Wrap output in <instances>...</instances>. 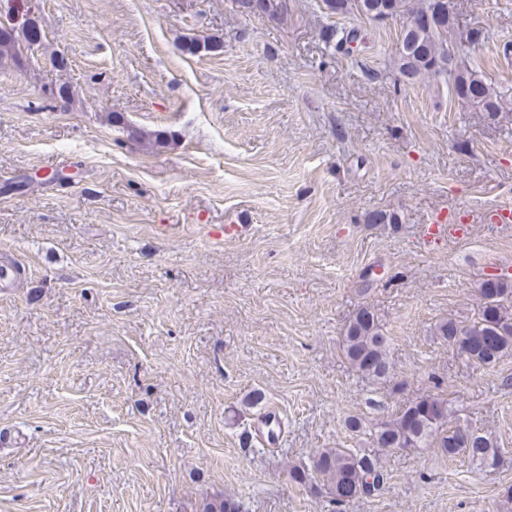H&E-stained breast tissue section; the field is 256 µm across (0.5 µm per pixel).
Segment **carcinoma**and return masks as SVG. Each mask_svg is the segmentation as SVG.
I'll list each match as a JSON object with an SVG mask.
<instances>
[{
	"label": "carcinoma",
	"mask_w": 512,
	"mask_h": 512,
	"mask_svg": "<svg viewBox=\"0 0 512 512\" xmlns=\"http://www.w3.org/2000/svg\"><path fill=\"white\" fill-rule=\"evenodd\" d=\"M240 12L267 13L277 19L283 12L275 0H236ZM363 19L384 24L397 18L411 21L399 33L400 44L394 71L397 80L414 83L421 79L440 80L448 84L457 102L487 113L496 120L512 112V95L486 80L483 74L458 61H450L451 50H462L453 41L454 18L448 14V0H362ZM327 42L347 49L359 39L354 29L328 28ZM29 44L41 39L37 24L0 29V61L17 60L19 40ZM434 335L454 346L468 345L473 363L491 367L512 351V282L495 276L478 289L474 318L462 321L454 317L440 320ZM343 355L351 369L373 383L392 377L389 336L383 331L369 306H361L344 330ZM448 398L441 394L422 395L405 404L399 412L381 422L373 435L376 448H426L434 445L453 457L467 453L478 467L496 463L499 448L494 441L479 435L465 443L460 430L448 426ZM289 478L298 485L318 482L331 501L343 506L350 501L378 494L385 485L386 473L377 455L359 453L350 448H323L307 465H291ZM196 512H242L239 501L222 494L203 499Z\"/></svg>",
	"instance_id": "cac0c4a2"
}]
</instances>
